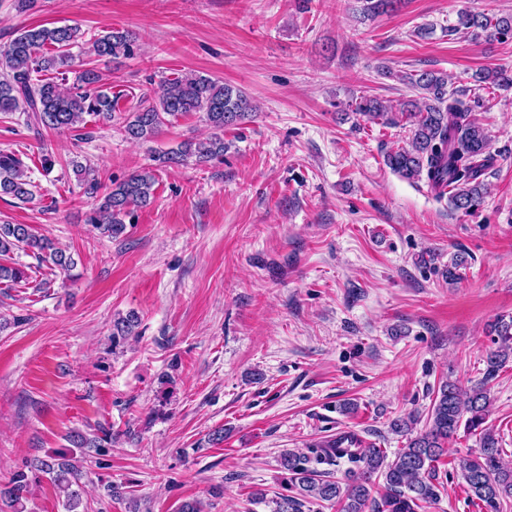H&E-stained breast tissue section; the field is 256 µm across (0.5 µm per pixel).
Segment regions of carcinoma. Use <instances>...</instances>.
Returning a JSON list of instances; mask_svg holds the SVG:
<instances>
[{
  "mask_svg": "<svg viewBox=\"0 0 512 512\" xmlns=\"http://www.w3.org/2000/svg\"><path fill=\"white\" fill-rule=\"evenodd\" d=\"M396 0H365L363 16L373 17L394 9ZM452 36L468 35L487 43L512 39V15L488 16L463 9ZM80 38V29L64 25L23 27L0 50V112H25L27 117L53 131L71 130L89 114L102 120L112 119L115 101L111 87L94 67L75 69L66 48ZM136 36L129 30L113 29L91 40L89 57L108 61L132 55ZM56 71L59 78L37 79L35 75ZM73 81H68V74ZM480 81L503 88L512 87V73L502 70L481 72ZM402 82L419 93L396 105L375 97L361 96L351 102L353 114L368 122H395L401 115L409 124L408 146L385 156L392 172L410 182L423 180L436 196L442 188H451L449 202L457 211L475 212L488 193L484 181L495 157L489 150L485 128L474 118L480 101L469 102L448 92V77L443 73L422 71L407 73ZM256 110L242 91L205 76L190 74L165 81L160 94L141 99L128 113L125 133L133 141H147L159 134L167 118L202 112L217 130L204 142L187 141L159 161L176 164L194 156L200 162L224 156V138L220 132L249 119ZM85 192L95 199L88 223L117 237L126 228L131 208H143L154 199L156 176L151 170L136 171L111 186L102 188L97 178L84 172ZM35 185L27 179L25 164L15 153H0V196H11L22 203L35 198ZM30 252L36 260L50 263L67 272L74 259L45 236L36 234L27 224H0V281L19 284L28 281L26 267L11 266L2 260L16 251ZM497 336V348L486 357L482 380L468 390L451 381L441 383L429 410L428 428L408 438L392 461L374 444H362L355 436V448L340 447L334 436L309 447L308 452L290 451L282 455L281 467L290 474V487L299 496L282 494L273 500L272 512H301V498L333 502L341 512H420L435 502L439 492L434 463L445 454V445L459 429L479 432V451L459 463L462 479L471 495L491 512H499L501 500L512 498V469L501 461L499 440L494 430L485 426L490 412L489 383L512 359V315L503 314L491 324ZM352 464L347 482L323 478L318 466ZM33 468L49 476L66 498L67 512H78L81 486L78 469L64 458L40 459ZM383 478L381 499L372 497L373 477ZM29 488L25 471L14 472L0 485V500L11 505L21 503Z\"/></svg>",
  "mask_w": 512,
  "mask_h": 512,
  "instance_id": "obj_1",
  "label": "carcinoma"
}]
</instances>
